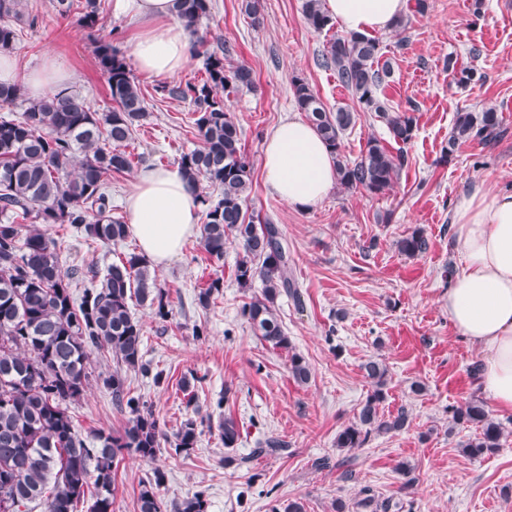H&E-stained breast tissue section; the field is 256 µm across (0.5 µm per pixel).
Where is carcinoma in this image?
Returning a JSON list of instances; mask_svg holds the SVG:
<instances>
[{"instance_id": "carcinoma-1", "label": "carcinoma", "mask_w": 512, "mask_h": 512, "mask_svg": "<svg viewBox=\"0 0 512 512\" xmlns=\"http://www.w3.org/2000/svg\"><path fill=\"white\" fill-rule=\"evenodd\" d=\"M19 0H0V54L14 49L18 34L10 19L19 15ZM80 8L81 23L92 29L99 21L97 0H56L59 15ZM178 17L197 34L202 19L211 14V0H178ZM303 12L316 31L331 26L322 0H305ZM379 40L366 34H348L331 40L321 55V66L336 73L360 108L373 112L387 125L393 141L408 144L415 118L391 112L380 98L391 76L388 65H379ZM96 58L107 76L114 106L96 112L74 93H54L39 100L27 99L18 86L0 84V102L22 106L18 118L0 117V512H77L89 487H94L92 512H114L116 463L123 452L152 460L161 442L169 441L153 405L127 385V372L146 373L143 360V326L130 308L137 300L162 321L171 313L168 292L158 283L148 260L134 252L112 263L105 273L93 266L63 269L60 246L46 233L54 224H73L87 237L103 243L126 239L127 224L112 216L106 193L112 174L133 168L126 147L138 123L148 115L147 102L124 55L108 42L96 47ZM205 78L195 82L161 83L155 92L193 106V125L200 145L179 157L189 187L197 192L206 181L222 189L215 202L198 195L205 216L202 246L210 258L224 259V248L233 238L241 252L236 280L246 288L256 279L262 295L244 304L243 316L260 338L276 349L290 348V341L276 316L279 296L296 295V282L288 264V244L279 227L259 214L248 212L244 202L252 190L251 166L242 147L239 125L224 108L223 94L255 88L254 71L246 65L230 70L224 58L209 55ZM298 109L306 114L336 159L337 184L345 189H364L380 195L390 190L404 164L376 137L368 138L359 158L342 154V136L354 123L347 106L326 107L307 82H293ZM505 134L498 112L456 113L444 156H451L460 142L478 138L490 144ZM31 224L33 228L24 229ZM400 253L414 256L428 249L421 231L397 242ZM83 286L75 298L73 288ZM216 278L199 291L198 303L206 308L221 292ZM95 352L112 356L115 369L102 378L110 390L112 406L127 415L122 432H78L69 404L84 393L89 380L87 364ZM293 378L306 384L311 369L298 353L289 357ZM372 390L355 420L336 435V447H363L374 434L396 433L409 425L404 409L385 416L387 368L373 359L362 366ZM452 426L472 425L474 436L462 444L472 458L494 453L505 437L502 423L493 419L480 400L448 407ZM185 420L174 434L172 447L189 452L197 443L198 424ZM217 430L227 449L240 438L238 422L219 419ZM286 452L284 443L268 438L253 449L255 456ZM163 473L155 470L142 484L138 512H208L201 491L168 502L161 493ZM400 512L402 505L380 498L367 486L359 488L353 504L342 499L334 512Z\"/></svg>"}]
</instances>
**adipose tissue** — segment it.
Listing matches in <instances>:
<instances>
[{
  "mask_svg": "<svg viewBox=\"0 0 512 512\" xmlns=\"http://www.w3.org/2000/svg\"><path fill=\"white\" fill-rule=\"evenodd\" d=\"M405 0H324V9L348 33L389 28ZM112 14L135 23L132 62L165 77L188 60L190 34L176 24L177 0H111ZM69 72L52 55L40 67L18 70L0 55V83L21 85L34 99L65 90ZM263 169L271 191L289 206L321 202L336 183L333 156L313 125L280 122L266 138ZM200 203L179 168L147 169L126 199L127 232L141 253L163 267L180 256L197 232ZM452 222L462 268L448 289V321L484 354L482 391L498 410L512 412V192L477 186L456 202Z\"/></svg>",
  "mask_w": 512,
  "mask_h": 512,
  "instance_id": "obj_1",
  "label": "adipose tissue"
}]
</instances>
